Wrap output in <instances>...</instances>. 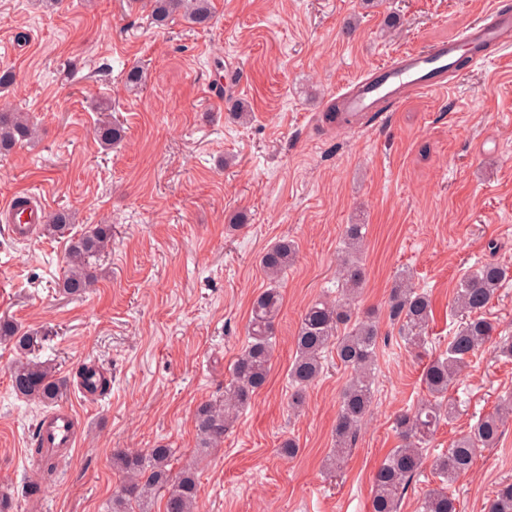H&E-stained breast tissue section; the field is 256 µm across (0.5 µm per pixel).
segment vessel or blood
Listing matches in <instances>:
<instances>
[{
    "label": "vessel or blood",
    "mask_w": 512,
    "mask_h": 512,
    "mask_svg": "<svg viewBox=\"0 0 512 512\" xmlns=\"http://www.w3.org/2000/svg\"><path fill=\"white\" fill-rule=\"evenodd\" d=\"M512 45V12H496L470 25L460 36L442 40L422 49L407 51L389 64L370 70L340 95L344 112L359 117L379 110L381 104H401L409 94L439 90L448 86V71L457 61L461 47L471 52L472 66L484 63L488 46ZM12 237L21 243L32 240L40 224L46 223L44 204L11 200L0 204ZM79 420L71 409L60 406L42 414L38 440L46 448H72L78 442Z\"/></svg>",
    "instance_id": "obj_1"
}]
</instances>
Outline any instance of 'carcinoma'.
<instances>
[{
    "label": "carcinoma",
    "instance_id": "obj_1",
    "mask_svg": "<svg viewBox=\"0 0 512 512\" xmlns=\"http://www.w3.org/2000/svg\"><path fill=\"white\" fill-rule=\"evenodd\" d=\"M150 17L163 26L179 16L194 26L211 25L212 0H149ZM37 126L25 112H0V155L37 135ZM124 128L117 123H103L97 128L101 144L110 147L120 143ZM73 222L72 213L59 209L48 215L43 233L55 237L66 233ZM364 225L348 224L344 232L345 258L342 293L335 300H318L301 314L294 336L295 354L289 368V381L294 388L291 406L299 405L303 390L323 373V354L336 350V360L350 370L351 378L341 395L340 410L334 430L332 461L339 464L357 437V427L370 410L373 401V364L376 358L379 327L371 317H356L350 302L363 288L364 272L357 254L363 241ZM111 238V229L101 225L71 239L66 255L67 273L61 288L69 294H85L94 288L97 278L88 269V259L103 251ZM294 245L280 241L261 256L260 265L269 280V288L254 299L248 321L249 343L233 364V378L224 387V400L203 402L196 410L195 424L201 445L212 447L224 439V433L248 405L255 393L267 382L271 369L275 322L281 311L282 298L277 283L294 259ZM504 276L503 268L488 262L461 278L455 291L454 305L465 315V321L448 345V355L430 361L421 381L432 400L397 418V429L404 443L392 449L373 477L372 512H398L403 491L424 465L423 446L428 444L443 416L453 418L456 405L448 399V388L463 369L467 359L485 345L494 330L482 318ZM390 312L400 324V336L412 350L425 348L426 329L432 317L429 296L414 288L408 277L395 280L390 295ZM7 343L21 355L12 375V387L24 398L43 405L58 402L66 394L67 380L52 365L29 358L34 338L21 333L9 321H0V343ZM509 407L500 405L495 412L480 419L470 430L453 441L448 450L435 461V470L442 480L453 483L468 472L474 463L475 451L497 443ZM31 454L51 476L57 469L56 457L48 455L39 445ZM173 450L153 448L144 456L118 451L114 465L124 474V481L112 496V512L139 510L157 496L165 498V512H195L197 478L189 469L177 474L169 469ZM420 512H460L458 501L441 486L429 491L421 500ZM488 512H512V484H503L488 505Z\"/></svg>",
    "mask_w": 512,
    "mask_h": 512
}]
</instances>
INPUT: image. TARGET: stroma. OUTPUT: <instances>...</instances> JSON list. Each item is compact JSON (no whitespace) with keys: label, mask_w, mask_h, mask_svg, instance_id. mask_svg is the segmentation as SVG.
I'll return each instance as SVG.
<instances>
[{"label":"stroma","mask_w":512,"mask_h":512,"mask_svg":"<svg viewBox=\"0 0 512 512\" xmlns=\"http://www.w3.org/2000/svg\"><path fill=\"white\" fill-rule=\"evenodd\" d=\"M147 3L63 0L51 11L41 0H0V69L17 76L0 108L28 113L40 130L0 156V203L31 192L75 215L67 236L25 244L0 223V318L36 337L38 360L68 381L62 405L83 422L42 495L24 499L22 488L43 480L30 442L45 407L14 393L16 352L0 343V496L10 512H108L122 481L113 452L165 446L172 472L195 470L199 512H371L372 475L401 444L394 419L427 397L423 361L390 319L393 283L405 274L429 295L434 357L462 321L459 280L495 262L508 272L484 312L495 337L449 388L460 413L440 424L402 494L400 512H419L441 485L435 459L512 399V360L497 352L512 337V48L458 69L448 90L410 96L354 127L325 114L369 69L512 10V0H214L208 30L179 18L156 26ZM219 62L241 77L220 108L204 93ZM134 64L146 79L131 90L119 73ZM103 100L126 131L108 150L95 134ZM237 100L250 122L233 119ZM238 213L246 224L230 226ZM100 224L112 238L91 260L96 287L65 294L69 240ZM349 224L363 225L365 239V285L352 309L373 315L381 337L370 413L333 471L350 373L328 356L294 409L288 368L303 309L341 294ZM282 239L296 259L279 283L269 379L218 447L200 451L196 408L223 397L252 301L268 286L260 257ZM88 364L110 382L92 400L76 385ZM288 439L299 448L292 458L280 453ZM509 482L512 420L449 491L461 512H485Z\"/></svg>","instance_id":"35a3bbf8"}]
</instances>
